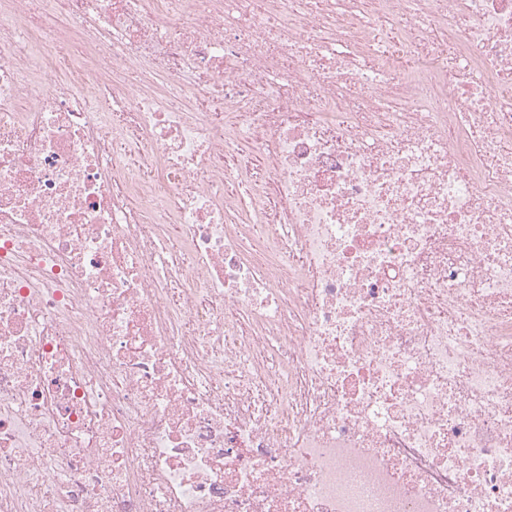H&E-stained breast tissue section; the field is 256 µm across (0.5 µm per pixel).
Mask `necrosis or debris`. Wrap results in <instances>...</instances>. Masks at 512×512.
<instances>
[{
    "label": "necrosis or debris",
    "mask_w": 512,
    "mask_h": 512,
    "mask_svg": "<svg viewBox=\"0 0 512 512\" xmlns=\"http://www.w3.org/2000/svg\"><path fill=\"white\" fill-rule=\"evenodd\" d=\"M0 512H512V0H0Z\"/></svg>",
    "instance_id": "4bbe7bcc"
}]
</instances>
